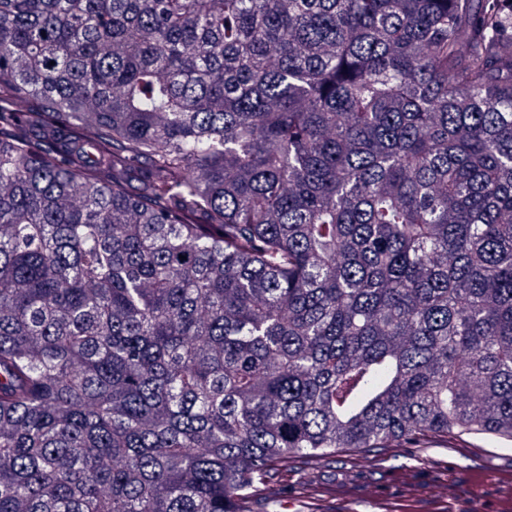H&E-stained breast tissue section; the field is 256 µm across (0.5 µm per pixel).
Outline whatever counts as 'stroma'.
<instances>
[{
	"label": "stroma",
	"mask_w": 512,
	"mask_h": 512,
	"mask_svg": "<svg viewBox=\"0 0 512 512\" xmlns=\"http://www.w3.org/2000/svg\"><path fill=\"white\" fill-rule=\"evenodd\" d=\"M471 454L446 447L438 441L410 456L402 449L391 448L384 454L369 455L367 465H359V453L337 451L335 455L317 461L292 459L281 463L279 472L269 481L270 488L255 499V512H304L301 498L303 483L328 489L363 485L389 491L391 512H466L462 501L449 500L440 505L428 500L423 491L401 492L388 488L391 475L398 472L415 474L423 482L429 480L453 481L458 474L470 473L479 465L481 454L491 456L495 466L504 473H512V443L472 438Z\"/></svg>",
	"instance_id": "1"
}]
</instances>
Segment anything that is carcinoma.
<instances>
[{"instance_id": "1", "label": "carcinoma", "mask_w": 512, "mask_h": 512, "mask_svg": "<svg viewBox=\"0 0 512 512\" xmlns=\"http://www.w3.org/2000/svg\"><path fill=\"white\" fill-rule=\"evenodd\" d=\"M463 434L512 442V0H0V512Z\"/></svg>"}]
</instances>
